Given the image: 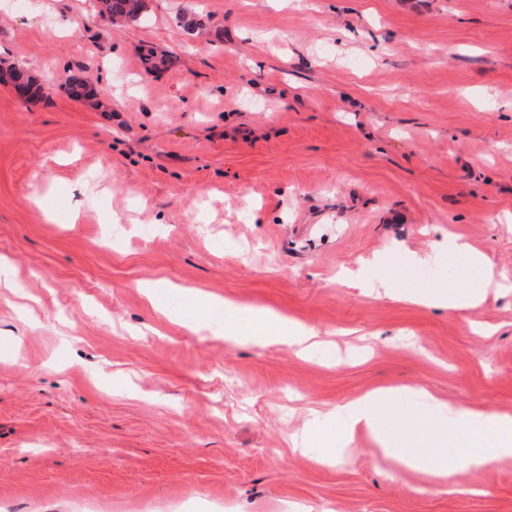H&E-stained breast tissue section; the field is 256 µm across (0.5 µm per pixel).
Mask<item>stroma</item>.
I'll use <instances>...</instances> for the list:
<instances>
[{"instance_id":"35a3bbf8","label":"stroma","mask_w":512,"mask_h":512,"mask_svg":"<svg viewBox=\"0 0 512 512\" xmlns=\"http://www.w3.org/2000/svg\"><path fill=\"white\" fill-rule=\"evenodd\" d=\"M0 60L43 88L0 72V512H512V461L440 493L363 435L328 463L291 442L390 385L512 413V285L449 310L349 278L478 287L458 239L512 282V0H0ZM79 71L98 106L59 92ZM189 288L336 359L189 331ZM93 2L99 13L111 21H135L145 9L143 0H94Z\"/></svg>"}]
</instances>
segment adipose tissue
I'll list each match as a JSON object with an SVG mask.
<instances>
[{"label": "adipose tissue", "mask_w": 512, "mask_h": 512, "mask_svg": "<svg viewBox=\"0 0 512 512\" xmlns=\"http://www.w3.org/2000/svg\"><path fill=\"white\" fill-rule=\"evenodd\" d=\"M447 256L483 268L485 285L457 288L444 285L427 291L410 290L415 304L448 309L475 308L487 288L498 286L495 268L486 255L452 241ZM191 299L199 313L185 315L192 330H207L237 345H285L305 356L319 354L314 331L300 322L264 310L245 312L195 291ZM341 437L367 433L381 455L398 469L429 480L445 481L454 474L484 477L498 460L512 458V414L483 406L455 408L422 387L397 385L369 391L336 412Z\"/></svg>", "instance_id": "1"}]
</instances>
